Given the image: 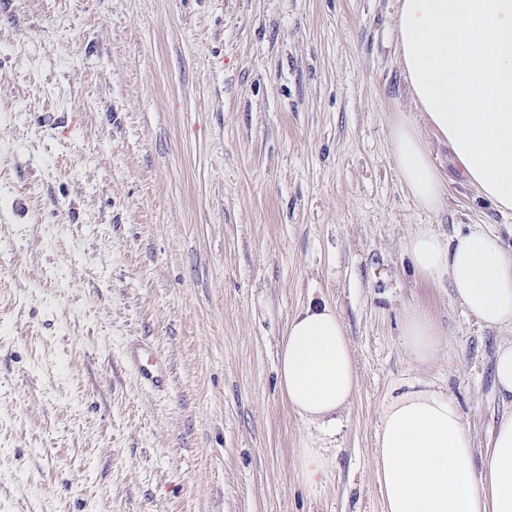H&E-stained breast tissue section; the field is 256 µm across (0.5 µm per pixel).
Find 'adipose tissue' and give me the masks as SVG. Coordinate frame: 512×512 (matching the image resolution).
Segmentation results:
<instances>
[{"label": "adipose tissue", "mask_w": 512, "mask_h": 512, "mask_svg": "<svg viewBox=\"0 0 512 512\" xmlns=\"http://www.w3.org/2000/svg\"><path fill=\"white\" fill-rule=\"evenodd\" d=\"M395 29L407 89L448 143L470 185L498 210L512 212V0H400ZM399 175L419 206L442 207L448 189L415 126L392 133ZM415 275L450 283L455 300L484 327L512 330V252L482 226L445 235L423 224L405 245ZM442 332L425 310L403 312L412 357L433 360ZM493 383L510 410L482 452L441 391L404 382L375 433V480L383 512H512V340L498 344ZM279 384L307 421L346 407L358 385L341 316L306 307L288 325Z\"/></svg>", "instance_id": "1"}]
</instances>
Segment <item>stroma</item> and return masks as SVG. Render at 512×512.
Listing matches in <instances>:
<instances>
[{
  "mask_svg": "<svg viewBox=\"0 0 512 512\" xmlns=\"http://www.w3.org/2000/svg\"><path fill=\"white\" fill-rule=\"evenodd\" d=\"M398 2L0 0V512H382L374 434L407 380L453 397L484 448L512 332L420 281L404 245L479 224L512 249V214L407 93ZM401 117L448 181L439 210L396 169ZM311 302L357 364L332 426L277 384ZM409 305L442 330L433 362L401 343ZM141 341L164 391L125 359ZM129 360L139 379L154 389H163L169 380L166 358L151 347L140 346L130 352ZM300 471L304 480L310 485H317L325 472V462L320 453L310 445L301 448Z\"/></svg>",
  "mask_w": 512,
  "mask_h": 512,
  "instance_id": "obj_1",
  "label": "stroma"
}]
</instances>
